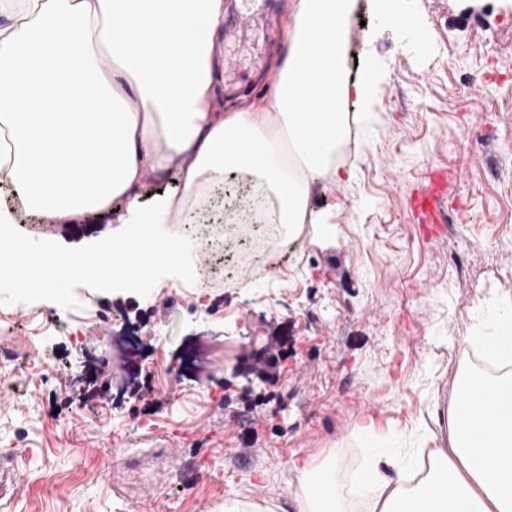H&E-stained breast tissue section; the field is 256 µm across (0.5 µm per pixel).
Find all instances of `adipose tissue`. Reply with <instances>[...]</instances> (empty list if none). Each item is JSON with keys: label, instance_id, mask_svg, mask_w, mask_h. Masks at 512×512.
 Returning <instances> with one entry per match:
<instances>
[{"label": "adipose tissue", "instance_id": "1", "mask_svg": "<svg viewBox=\"0 0 512 512\" xmlns=\"http://www.w3.org/2000/svg\"><path fill=\"white\" fill-rule=\"evenodd\" d=\"M356 0H291L287 52L261 107L218 105L224 72V0H0V189L24 212L59 224L111 217L126 228L112 239L116 274L137 280L154 266V227L180 216L197 224L228 175L260 193L250 221L286 233L318 223L312 186L352 132L350 96L375 107L379 71L358 84L346 67ZM310 100L324 109L303 112ZM175 173L181 193L151 206V174ZM141 245L130 266L125 243ZM491 361L512 364V307L490 311L468 336ZM498 395L491 420L471 389ZM449 448H426L421 465L389 453L367 456L355 475L368 512H512V375H466L448 413ZM341 461L299 467L293 512H345Z\"/></svg>", "mask_w": 512, "mask_h": 512}]
</instances>
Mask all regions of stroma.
<instances>
[{
  "label": "stroma",
  "mask_w": 512,
  "mask_h": 512,
  "mask_svg": "<svg viewBox=\"0 0 512 512\" xmlns=\"http://www.w3.org/2000/svg\"><path fill=\"white\" fill-rule=\"evenodd\" d=\"M290 0H229L224 105L260 102L286 46ZM413 27L359 0L350 46L381 68L372 112L359 115L350 165L313 194L324 221L295 251L246 268L197 302L199 274L224 250L195 248L129 285L70 276L53 292L0 273V347L17 371L0 382V512H224L225 500L288 505L297 464L336 450L348 512L361 459L400 461L449 445L448 409L468 372L470 335L512 303V0H401ZM488 135L469 138L473 126ZM448 175L436 231L415 197ZM13 240L46 261L108 244L66 237L18 210ZM79 305L80 340L32 320Z\"/></svg>",
  "instance_id": "1"
}]
</instances>
